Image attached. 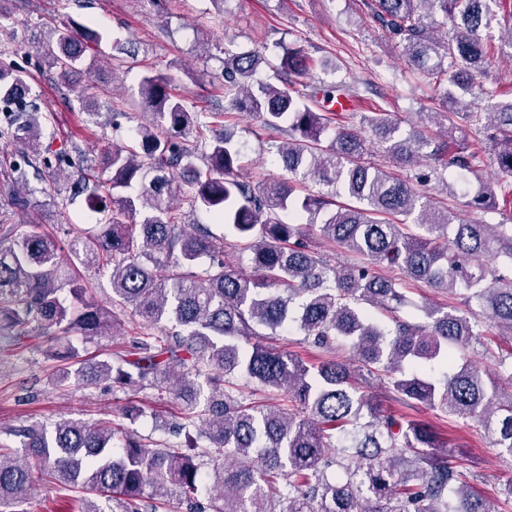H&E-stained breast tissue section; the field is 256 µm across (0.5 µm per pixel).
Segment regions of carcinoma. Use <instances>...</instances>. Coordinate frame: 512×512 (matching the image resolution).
Instances as JSON below:
<instances>
[{
    "instance_id": "cac0c4a2",
    "label": "carcinoma",
    "mask_w": 512,
    "mask_h": 512,
    "mask_svg": "<svg viewBox=\"0 0 512 512\" xmlns=\"http://www.w3.org/2000/svg\"><path fill=\"white\" fill-rule=\"evenodd\" d=\"M502 4L377 0L376 18L389 40L444 84L445 99L459 101L462 90L486 102L484 112L466 103L451 114L423 113L427 122H448L434 137L419 132L397 139L391 113L365 117L404 177L370 161L364 139L336 125V113L314 110L316 95L291 90L295 78L315 67L304 48L283 50L272 65L279 86L255 78L259 53L226 50L224 99L265 128L288 134L270 144L288 177L261 185L246 180L224 113L194 110L171 93L164 75H146L137 94L149 121L130 143L101 155V170L111 173L105 185L88 165L76 181L102 223L71 225L65 243L37 224L20 230L0 219V337L16 345L49 337L47 356L63 363L60 387L73 378L87 387L110 381L176 391V424L186 434L184 444L147 443L110 421L10 428L20 446L0 440V512H16L44 478L80 494L81 512H101L94 496L118 501L122 512H155L149 500L171 494L191 512H204L202 495L209 512H491L431 426L383 413L356 383L381 376L406 406L474 419L512 456V396L499 394L469 359L477 346L493 354L489 329L512 335V224H456L447 207L422 192L437 181L453 198L465 193L443 172L477 173L483 158L468 144L471 131L488 141L499 179L467 206L485 211L496 188L512 184V101L498 103L495 89L460 81L463 71L486 73L495 58L491 31ZM436 12L448 22L441 37L427 22ZM101 40L98 31L74 21L56 29L50 68L67 80ZM29 93L24 73L0 67V101ZM43 124L35 104L27 112H5L0 140L14 145L30 167L36 156L53 179L52 161L65 153L44 142ZM177 169L192 173L191 192L182 198L224 224L221 235L203 224L188 233L178 223L171 179ZM9 170L17 184L12 204L25 209L20 184L26 170L16 162ZM308 182L321 190L300 195ZM341 195L350 203L338 204ZM287 210L298 223L279 220ZM314 227L359 261L331 265L309 238ZM226 243L248 253V263L226 262ZM66 252L81 265L112 269V310L86 298L63 261ZM203 257L207 267L192 271ZM489 257L500 267L488 269ZM382 266L453 294L459 305L424 303L415 317H401L408 289L376 274ZM128 308L140 320L131 344L136 357L82 355L80 346L104 335ZM371 308L393 327L378 323ZM294 324L319 350L349 347L355 364H307L249 341L257 327L274 334ZM236 376L300 412L243 401Z\"/></svg>"
}]
</instances>
